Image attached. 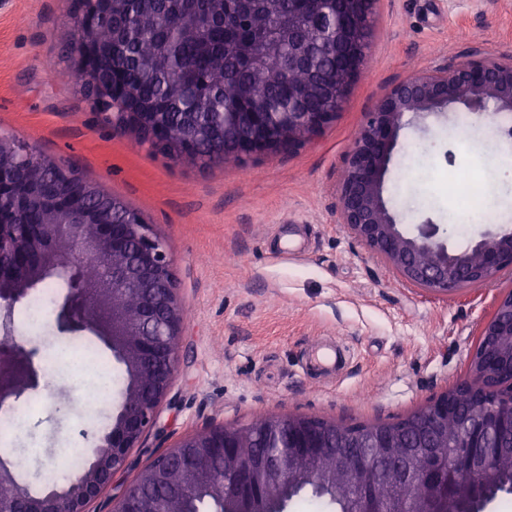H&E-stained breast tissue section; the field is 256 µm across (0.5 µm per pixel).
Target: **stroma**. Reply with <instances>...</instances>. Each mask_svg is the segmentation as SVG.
<instances>
[{
  "mask_svg": "<svg viewBox=\"0 0 512 512\" xmlns=\"http://www.w3.org/2000/svg\"><path fill=\"white\" fill-rule=\"evenodd\" d=\"M75 0H0V134L77 169L138 209L167 236L185 307L183 361L158 432L134 449L114 485L208 421L242 424L306 414L348 425L395 421L466 370L499 289L444 296L404 281L338 222L337 188L367 112L395 80L471 47L512 53V0H378L364 66L336 121L314 140L269 158L209 167L178 164L101 122L69 75L64 47ZM493 217L449 223L462 174ZM384 195L406 232L432 220L466 247L512 229V139L500 120L459 111L404 129ZM341 356L314 367L320 340ZM92 369L41 379L20 401L25 430L0 437L20 482L102 434L74 400Z\"/></svg>",
  "mask_w": 512,
  "mask_h": 512,
  "instance_id": "obj_1",
  "label": "stroma"
}]
</instances>
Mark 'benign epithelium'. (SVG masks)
Returning <instances> with one entry per match:
<instances>
[{
	"mask_svg": "<svg viewBox=\"0 0 512 512\" xmlns=\"http://www.w3.org/2000/svg\"><path fill=\"white\" fill-rule=\"evenodd\" d=\"M324 26L307 36L306 15L288 9V70L310 75L286 112H233L224 124V161L271 156L318 137L336 120L367 53L377 0H346V20L333 17L336 0H309ZM344 47L350 64L318 80L321 54ZM99 47L92 38L76 45L73 69L90 83L96 103L112 102L99 73ZM314 97L325 108L310 111ZM457 106L470 112L512 111V56L473 51L463 59L423 70L391 84L368 112L349 153L338 189V220L368 249L384 258L407 282L439 295L494 282L512 266V230L484 233L459 250L437 239L431 222L416 235L404 233L388 207L384 184L402 129L444 115ZM141 144L148 126L135 111L99 113ZM51 167L53 199L42 202L41 224H28L21 210L36 196L30 170ZM87 194L98 205L76 220L62 216L63 202ZM0 311L11 316L43 280L68 283L57 312L60 332L90 331L112 351L127 375L112 424L93 438L90 463L62 490L34 494L0 461V512H90L126 466L130 453L146 447L157 429L181 364L179 298L165 236L124 202L78 180L70 167L0 138ZM124 212L123 224L111 215ZM103 261L98 277L83 275L85 264ZM42 368L36 349L15 339L0 341V407L18 404L39 387ZM339 424L300 414H271L243 425L209 423L182 436L142 467L131 484L112 497L109 512H175L179 490L166 485L164 471L177 467L197 491L242 512L246 501L278 502L305 464L328 456L326 484L344 477L357 487L352 512H469L482 498L490 467L512 445V289L500 293L485 322L464 376L425 406L396 423L361 426L347 446L329 444ZM224 459V475L204 479L209 462ZM387 483L423 485L419 498H384Z\"/></svg>",
	"mask_w": 512,
	"mask_h": 512,
	"instance_id": "benign-epithelium-1",
	"label": "benign epithelium"
}]
</instances>
